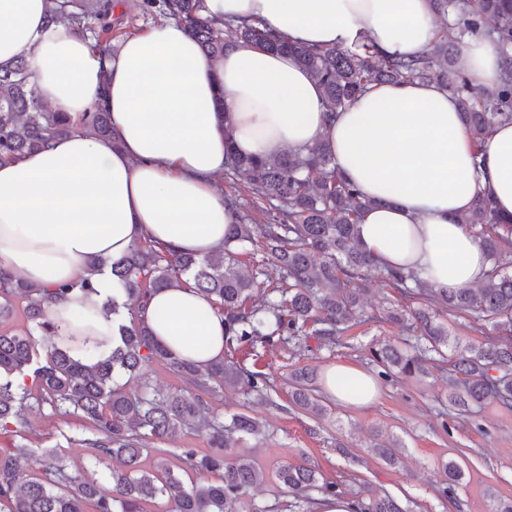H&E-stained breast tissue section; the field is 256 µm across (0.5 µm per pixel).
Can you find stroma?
Masks as SVG:
<instances>
[{"instance_id": "35a3bbf8", "label": "stroma", "mask_w": 512, "mask_h": 512, "mask_svg": "<svg viewBox=\"0 0 512 512\" xmlns=\"http://www.w3.org/2000/svg\"><path fill=\"white\" fill-rule=\"evenodd\" d=\"M405 339L398 327L371 321L354 327L332 351L311 340L259 357L240 354V361L272 374L276 381L270 406L251 404L245 393L233 390L211 402L212 413L221 418L248 412L266 423V439L246 438L237 449L269 474L262 484L248 490L245 502L260 512L285 503L273 476L276 464L284 460L309 462L324 477L342 483L350 495L366 486L387 490L406 512H491L495 498L512 497V411L490 405L466 416L455 415L448 409L450 387L443 372L383 384L374 406L365 410L333 407L331 417L320 425L291 406L289 371L344 363L374 374L378 367L370 357V347ZM31 421L27 447L62 446L73 470H88L100 479L108 475L107 464L90 462L88 449L80 444L89 435L80 417L41 409L32 414ZM314 426L319 429L315 435L310 432ZM376 430L401 441L403 467L390 468L368 451V438ZM342 442L354 445L356 459L339 452ZM447 459L456 460L463 469L450 501L436 492L443 478L441 463Z\"/></svg>"}]
</instances>
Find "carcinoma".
<instances>
[{"mask_svg":"<svg viewBox=\"0 0 512 512\" xmlns=\"http://www.w3.org/2000/svg\"><path fill=\"white\" fill-rule=\"evenodd\" d=\"M46 3L48 22L69 23L100 53L112 52L113 40L125 37L113 22L115 0ZM430 5L444 18L435 49L405 59L381 53L368 41L342 48L302 45L259 23L231 27L233 37L226 40L224 23L204 14V0H142L143 14L180 22L213 59L241 43L293 56L322 86L330 113L352 104L372 83L434 82L457 98L478 148L495 125L512 123V74H505L492 91L478 90L462 65L459 43L480 34L508 51L512 0H430ZM223 121L225 174L248 191L256 213L237 212L235 223L224 230V246L205 257L175 253L145 238L119 259L98 260L97 267L109 268L123 295V301L107 303L106 312L116 316L122 307L129 321L112 329V350L97 363L38 340L57 335L48 309L64 299L69 287L38 288L0 268V317L19 303L33 324L23 334L0 333V436L31 430L33 406H47L87 421L91 436L80 444L98 462H118L103 483L93 473L70 471L54 450H0V512H144V503L160 499L166 501L164 512H248L244 496L263 483L264 471L228 449L262 435V424L239 413L226 425L211 415L208 398L239 388L257 403L271 404L274 381L224 356L204 368L173 357L139 317L152 292L196 289L224 316L226 353L243 348L269 352L307 337L331 350L364 322L358 283L378 264L358 239L356 225L374 201L337 171L326 141L276 156L242 155L234 146L230 118ZM71 128L67 113L44 106L25 60L0 68V163L47 147ZM80 128L118 146L110 112L99 101L82 114ZM461 223L491 261L486 280L476 288L437 290L412 272L383 270L385 282L401 292L405 303L382 309L375 321L412 333L415 345L408 352L390 342L377 344L370 354L385 382L427 374L431 367L447 371L456 384L449 403L462 413L490 404L512 410V221L498 217L491 202L478 196ZM247 245L266 255L277 279L261 287L241 270L238 249ZM440 306L466 314L480 329L485 322L492 324L497 337L462 343L438 320ZM154 362L169 366L183 386H132ZM314 373L313 368L291 372V399L319 424L330 409L313 394ZM185 429L204 433L208 448L204 453L185 448L179 455L183 474L193 478L184 480L163 461L153 471L141 469L149 443ZM370 448L388 466H400L402 445L382 442L376 434ZM442 469L445 480L438 493L448 499L462 469L454 460L443 462ZM276 477L294 508L304 504L310 509L323 498L345 495L338 482L320 478L307 462L285 461ZM350 499L354 512H406L390 493L367 486Z\"/></svg>","mask_w":512,"mask_h":512,"instance_id":"carcinoma-1","label":"carcinoma"}]
</instances>
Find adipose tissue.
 Here are the masks:
<instances>
[{
    "label": "adipose tissue",
    "instance_id": "obj_1",
    "mask_svg": "<svg viewBox=\"0 0 512 512\" xmlns=\"http://www.w3.org/2000/svg\"><path fill=\"white\" fill-rule=\"evenodd\" d=\"M207 16L262 22L310 46L370 38L412 57L435 41L429 0H205ZM25 60L40 98L78 119L104 93L119 145L80 129L50 147L0 164V267L32 284L70 285L49 315L56 344L96 361L112 347L103 311L112 281L91 275L146 238L202 257L224 242L236 207L213 186L224 170L229 111L237 150L270 156L326 140L337 168L374 205L357 234L381 268L414 272L437 289L484 282L487 255L460 218L476 195L512 219V124L475 149L458 102L432 82L373 84L328 116L323 91L292 56L251 45L206 57L172 19L125 37L108 56L64 24H48L45 0H0V67ZM463 62L478 86L496 85L506 59L489 39L468 38ZM481 151L484 165L474 169ZM91 278L94 292L79 283ZM177 358L206 365L224 353V319L195 289L151 294L140 313ZM324 394L349 409L373 406L378 381L359 368L324 369Z\"/></svg>",
    "mask_w": 512,
    "mask_h": 512
}]
</instances>
